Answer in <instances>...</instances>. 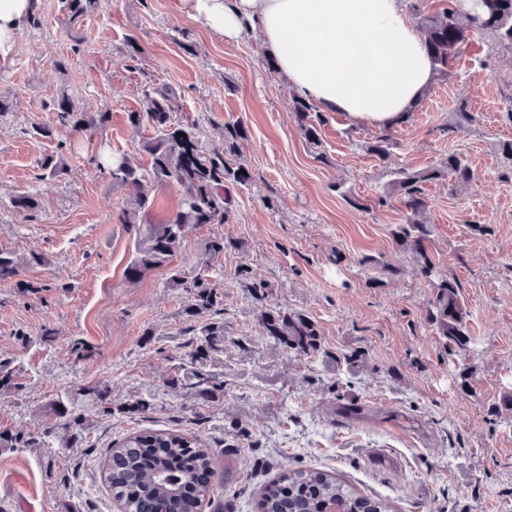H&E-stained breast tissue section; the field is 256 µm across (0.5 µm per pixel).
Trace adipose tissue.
<instances>
[{
    "label": "adipose tissue",
    "instance_id": "obj_1",
    "mask_svg": "<svg viewBox=\"0 0 512 512\" xmlns=\"http://www.w3.org/2000/svg\"><path fill=\"white\" fill-rule=\"evenodd\" d=\"M35 3L0 0V57ZM191 8L227 40L257 33L294 94L357 122L388 127L434 77L400 0H192Z\"/></svg>",
    "mask_w": 512,
    "mask_h": 512
}]
</instances>
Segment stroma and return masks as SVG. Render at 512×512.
I'll use <instances>...</instances> for the list:
<instances>
[{
  "instance_id": "stroma-1",
  "label": "stroma",
  "mask_w": 512,
  "mask_h": 512,
  "mask_svg": "<svg viewBox=\"0 0 512 512\" xmlns=\"http://www.w3.org/2000/svg\"><path fill=\"white\" fill-rule=\"evenodd\" d=\"M483 54L472 41L456 77L424 89L418 111L389 128L394 146L382 164L367 150L380 128L339 112L313 148L258 39L224 40L185 0H96L75 23L61 0H38L0 60L9 106L0 114V250L21 264L18 282L0 284V362L21 382L0 393V431L40 444L0 448V512H20L24 500L36 512H121L100 469L139 430L200 436L216 457L224 512H255L259 489L286 466L328 472L397 512H512V411L502 404L512 394V172L497 154L512 140L500 96L512 55L483 69ZM163 84L176 90L175 119L197 125L206 149L222 146L225 124L243 121L239 161L251 181L224 223L186 229L168 264L131 280L126 268L146 228L164 222L182 191L152 185L143 223H126L130 191L96 159L149 167L143 143L154 131L132 126L129 114ZM63 93L87 113H108L106 124L91 137L59 126L53 103ZM462 103L477 121L448 135ZM43 126L51 135H40ZM452 152L474 179L453 190L427 185L426 247L470 314L469 342L453 353L427 319L434 290L417 276L416 256L393 241L406 209L378 203L391 171L439 167ZM49 158L64 174L44 176ZM20 193L37 209H15ZM476 224L490 233L473 232ZM216 239L230 248L210 251ZM366 257L399 272L370 287ZM176 270L203 275L223 295L224 349L207 368L224 390L204 410L192 390L171 385L212 320L189 316L191 296L168 285ZM271 309L314 320L321 350L299 355L265 336L260 318ZM76 338L93 347L91 358L71 355ZM95 384L109 387L113 414L85 409L84 445L65 447L59 406ZM145 395L153 410L132 412ZM342 403L359 416L337 415Z\"/></svg>"
}]
</instances>
